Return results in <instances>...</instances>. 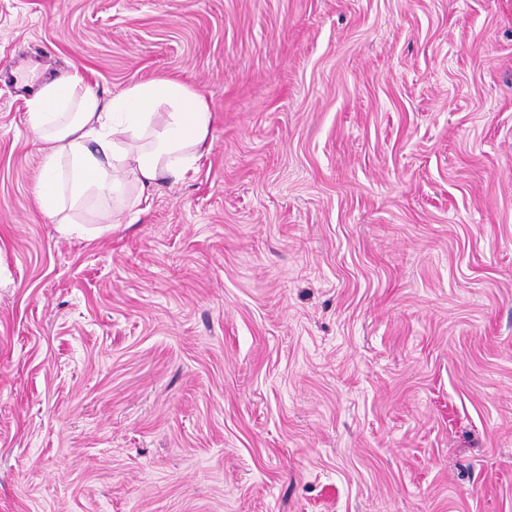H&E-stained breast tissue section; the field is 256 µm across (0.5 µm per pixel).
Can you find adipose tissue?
I'll return each instance as SVG.
<instances>
[{
	"label": "adipose tissue",
	"instance_id": "adipose-tissue-1",
	"mask_svg": "<svg viewBox=\"0 0 512 512\" xmlns=\"http://www.w3.org/2000/svg\"><path fill=\"white\" fill-rule=\"evenodd\" d=\"M27 120L42 154L37 198L54 213L65 193L76 206L131 186L132 207L148 202L155 186L193 169L212 113L200 94L176 81L138 83L106 100L74 72L42 85L27 102Z\"/></svg>",
	"mask_w": 512,
	"mask_h": 512
}]
</instances>
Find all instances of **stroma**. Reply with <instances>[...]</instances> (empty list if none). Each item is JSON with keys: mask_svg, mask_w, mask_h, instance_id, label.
<instances>
[{"mask_svg": "<svg viewBox=\"0 0 512 512\" xmlns=\"http://www.w3.org/2000/svg\"><path fill=\"white\" fill-rule=\"evenodd\" d=\"M30 68L196 172L64 233ZM0 512H512V0H0Z\"/></svg>", "mask_w": 512, "mask_h": 512, "instance_id": "obj_1", "label": "stroma"}]
</instances>
